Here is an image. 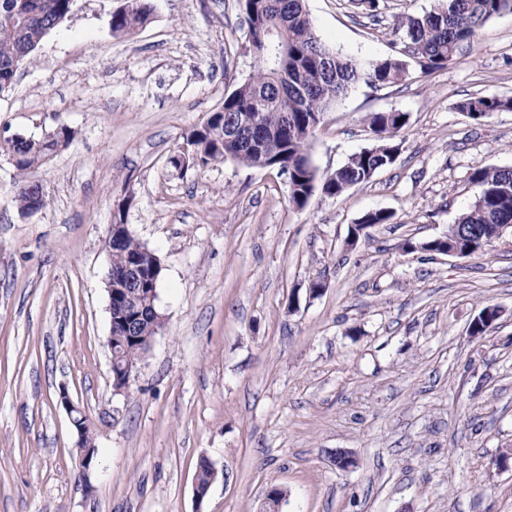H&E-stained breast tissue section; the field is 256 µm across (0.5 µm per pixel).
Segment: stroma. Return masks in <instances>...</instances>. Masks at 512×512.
I'll list each match as a JSON object with an SVG mask.
<instances>
[{
  "label": "stroma",
  "mask_w": 512,
  "mask_h": 512,
  "mask_svg": "<svg viewBox=\"0 0 512 512\" xmlns=\"http://www.w3.org/2000/svg\"><path fill=\"white\" fill-rule=\"evenodd\" d=\"M122 3L76 0L0 92V139L74 132L26 216L0 155V512H261L272 487L280 512H512V230L467 258L404 247L475 201V168H512V111L478 124L455 108L512 96V14L447 68L359 85L325 113L309 142L322 174L373 145L370 113L409 121L392 166L298 210L277 171L170 162L255 70L242 0H151L116 34ZM434 3L380 0L376 23L352 0L306 7L329 49L371 59ZM376 210L391 223L351 242ZM119 211L161 260L164 318L120 392L104 284ZM487 306L499 319L471 336ZM64 391L96 439L87 472ZM203 457L219 478L199 503ZM129 5L127 11L123 6L112 14L111 28L113 33L128 34L143 26L151 16L149 0H126ZM117 11V12H116Z\"/></svg>",
  "instance_id": "obj_1"
}]
</instances>
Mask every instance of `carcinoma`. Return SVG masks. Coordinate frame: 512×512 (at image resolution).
I'll list each match as a JSON object with an SVG mask.
<instances>
[{
	"label": "carcinoma",
	"mask_w": 512,
	"mask_h": 512,
	"mask_svg": "<svg viewBox=\"0 0 512 512\" xmlns=\"http://www.w3.org/2000/svg\"><path fill=\"white\" fill-rule=\"evenodd\" d=\"M74 2L0 0V91L15 75L14 59L20 55L22 64H30L58 19L70 15ZM127 4L128 10L112 14L114 33H131L151 16L149 0H127ZM244 8L258 66L225 97L220 110L186 135L193 149L179 167L196 171L231 159L252 168L276 169L288 176L292 204L303 208L317 192L339 197L393 165L401 151L396 138L409 120L397 111L371 114L368 121L376 144L320 174L307 144L324 113L361 83L378 88L403 82L416 69L426 74L448 67L479 38L487 23L512 13V0H437L433 9L409 16L395 28L392 54L367 60L328 49L315 34L305 0H244ZM456 110L480 123L497 112L512 111V97L471 96L457 102ZM229 126L236 128L233 138L226 132ZM71 139L72 131L63 126L50 138L26 136L0 144V150L15 159L20 211L45 206L46 196L38 191L31 172ZM471 180L480 194L448 227V242L432 239L431 246H461L480 253L496 238L498 225L512 224V170L479 167ZM392 217L387 211L368 212L358 224L364 228L388 224ZM134 258L148 271L159 267L155 253L131 235L112 249V270H124ZM142 354L138 342L112 336V358L119 363L136 362Z\"/></svg>",
	"instance_id": "carcinoma-1"
}]
</instances>
